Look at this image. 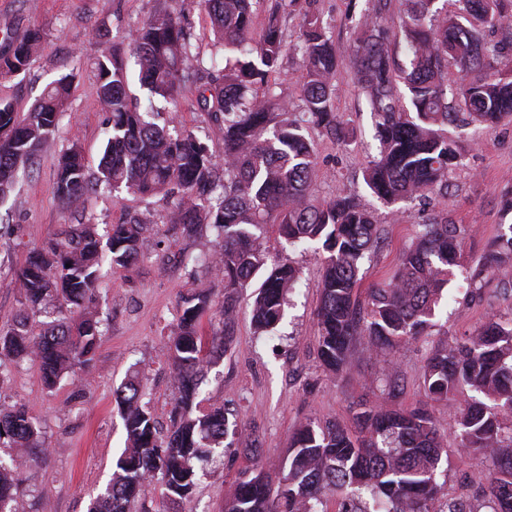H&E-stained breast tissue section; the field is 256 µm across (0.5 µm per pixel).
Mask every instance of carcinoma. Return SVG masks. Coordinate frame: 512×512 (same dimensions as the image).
Instances as JSON below:
<instances>
[{
	"instance_id": "carcinoma-1",
	"label": "carcinoma",
	"mask_w": 512,
	"mask_h": 512,
	"mask_svg": "<svg viewBox=\"0 0 512 512\" xmlns=\"http://www.w3.org/2000/svg\"><path fill=\"white\" fill-rule=\"evenodd\" d=\"M317 0H271L260 39L251 42L252 0H201L213 33L224 47L223 64L207 76L186 67L193 56L191 34L180 18L162 9L131 37L128 57L100 47L98 96L110 114L97 176L90 178L81 148L72 145L57 160L52 193L66 208L84 210L90 189H123L142 197L174 198L168 223L182 235L203 224L222 238L207 268L224 276V306L210 336L202 319L211 309L203 293L183 298V310L169 335L178 395L173 429L158 436L139 374L116 390L126 432V449L115 462L112 481L93 498L88 512H131L132 503L161 475L172 501L188 502L196 487V463L236 435L224 406L197 410L209 367L225 352L238 319L241 292L252 293L255 331L280 323L288 292L300 269L271 255L272 231L290 245L317 244L321 279L316 307L317 345L322 366L336 375L347 369L352 349L395 351L432 335L436 310L448 292L454 269L465 271L467 292H481L488 275L512 273V224L500 230L473 265L461 261L468 234L437 214L415 225L399 252L394 271L368 289L360 301L361 267L379 239L377 216L342 189L314 201L310 185L316 157L309 131L317 129L338 146L350 131L335 111L339 60L333 36L315 7ZM299 17L295 40L286 41L283 21ZM512 16V0H374L354 27L350 63L359 96L374 118L376 154L362 176L367 189L388 206L431 204L448 195L450 175L462 154L448 126L488 130L512 119V71L494 66L504 47L480 37ZM42 35L31 31L0 54V77L26 72ZM301 62L300 104L288 105L274 91L281 60ZM149 92L141 110L129 95V65ZM72 79L49 86L27 113L0 97V207L33 172L40 147L58 129L68 107ZM194 91L199 109L213 117L223 142L224 180L216 177L217 156L208 144L177 126L157 100L170 102ZM146 211L106 226L79 222L63 235L9 268L22 308L0 328V363L32 361L44 384L93 365L102 339L90 310L104 262L130 269L139 260ZM58 304L57 316L31 332L37 315ZM427 397H463L450 426L457 450L481 459L469 479L488 512H512V315L489 316L461 342L441 340L423 375ZM356 430L309 421L293 434L288 471L272 481L262 470L240 472L224 512H476L464 497L451 496L434 509L445 429L427 409L373 406L355 416ZM41 429L23 405L0 408V445L27 448L36 457ZM23 462L0 456V512H17Z\"/></svg>"
}]
</instances>
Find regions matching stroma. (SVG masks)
<instances>
[{"instance_id":"stroma-1","label":"stroma","mask_w":512,"mask_h":512,"mask_svg":"<svg viewBox=\"0 0 512 512\" xmlns=\"http://www.w3.org/2000/svg\"><path fill=\"white\" fill-rule=\"evenodd\" d=\"M371 5L372 0H318L340 61L335 108L354 128L355 139L342 150L326 136L313 133L316 166L310 186L316 200L347 188L381 220V239L363 266L358 290L362 296L393 270L416 225L438 213L469 227L464 243L468 262L486 250L499 224L512 223V212L504 208L505 200L512 197V122L478 137L469 129L449 128L463 160L448 196L431 204L412 203L394 214L365 187L362 168L375 150L374 130L349 68L350 15L363 13ZM160 9L182 15L201 57L210 56V23L197 0H0V48L32 29L44 34L28 71L0 79V96L25 112L50 83L65 74L73 77L69 108L55 138L39 153L33 177L24 180L0 207V266L22 264L61 225L73 223V216L53 196L52 185L57 158L71 145L83 148L89 168L98 166L108 115L97 95L96 45L101 42L129 53L131 34ZM175 107L182 127L193 130L212 151H220L221 138L210 114L199 110L190 92L177 93ZM170 207V201L160 196L90 193L84 214L92 223L112 224L145 209L154 215L153 224L142 235L140 262L128 270L102 269L94 309L104 337L93 367L78 381L63 380L51 391L43 387L33 364H10L0 371L5 375L0 381V404L26 405L40 421L46 448L37 462L23 470L18 489L22 512H87L91 498L111 479L124 448L115 391L131 368L144 370L145 400L161 425L169 423L177 388L168 335L181 314V299L202 291L214 307L224 303L221 277L184 260L188 254L212 253L219 242L218 228L207 224L195 237L181 238L167 222ZM267 244L300 267L301 280L272 333L256 334L247 305H240L228 350L211 366L202 386L203 397L223 404L240 424L241 438L197 464L191 502L169 500L155 480L146 496L132 504L131 512H224V502L233 494L242 470L257 465L270 477L280 475L288 465L290 437L301 424L312 420L350 428L360 404L392 400L381 376L382 364L368 351L356 350L339 376L324 371L317 353L315 318L319 256L311 247H292L280 238H269ZM448 297L436 320L451 339L472 332L490 315L512 314V282L498 275L474 299L466 293L462 277H455L448 285ZM436 342V337H425L402 345L394 354L402 391L393 401L407 409L428 406L447 426L460 412L459 399L428 400L423 386L427 359Z\"/></svg>"}]
</instances>
